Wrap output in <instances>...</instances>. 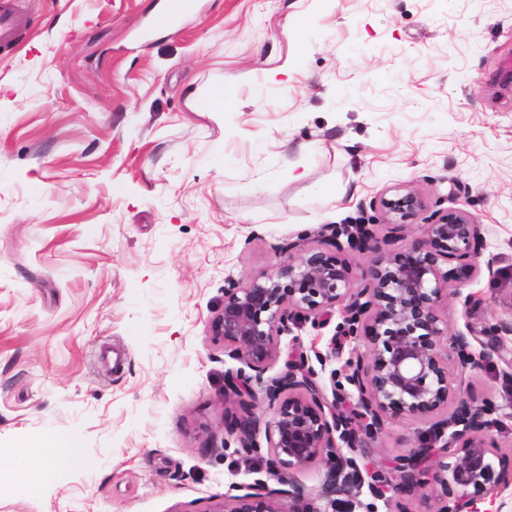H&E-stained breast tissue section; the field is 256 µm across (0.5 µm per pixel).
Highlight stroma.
<instances>
[{
    "mask_svg": "<svg viewBox=\"0 0 512 512\" xmlns=\"http://www.w3.org/2000/svg\"><path fill=\"white\" fill-rule=\"evenodd\" d=\"M20 0L0 47V448H78L39 483L0 464V512H221L266 478L224 445L238 363L210 332L228 280L274 274L284 239L348 224L410 185L485 228L496 276L449 299V331L512 318V0ZM228 85L234 101L205 102ZM337 316L282 337L343 365ZM127 355L115 371L107 348ZM504 363L452 365L492 400L495 470L512 467ZM422 423L358 452L387 470Z\"/></svg>",
    "mask_w": 512,
    "mask_h": 512,
    "instance_id": "1",
    "label": "stroma"
}]
</instances>
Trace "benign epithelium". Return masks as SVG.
<instances>
[{"mask_svg":"<svg viewBox=\"0 0 512 512\" xmlns=\"http://www.w3.org/2000/svg\"><path fill=\"white\" fill-rule=\"evenodd\" d=\"M372 214L352 224H325L310 237L299 235L276 247L281 256L275 273L224 288V305L211 322L213 339L224 343L241 367L225 374L224 387L238 398L242 414L225 422L236 453L250 460L266 441L265 480L233 484L220 512H322L298 503L316 495L336 512H378L375 501L386 499L387 487L411 493L429 485L440 487L444 505L438 512H478L469 489L499 494L512 486V471H495L497 426L495 406L477 401L455 388L451 362L462 367L495 360L511 371L503 355V337L512 335V321L492 325L488 340L474 351L472 334H448L444 309L448 296L467 307L473 296L460 287L486 269L493 277L496 259L480 266L484 247L482 225L468 212L430 209L427 199L405 186L370 201ZM421 223L423 235L409 246L396 247L380 235L382 225ZM350 251L370 257L359 268L336 253ZM359 279L362 287H355ZM456 289L448 292V286ZM342 321L335 335L358 344L344 365L330 374L333 395L350 387L356 409L350 417L327 400L312 361L325 367L328 356L317 349L285 363V371L265 377L280 357V337L306 324L316 325L333 310ZM272 409L264 420L251 412L257 394ZM430 424L409 454L396 458L389 472H363L357 452L395 419ZM322 462L321 488L307 492L294 481L297 472ZM368 488L372 501L359 499Z\"/></svg>","mask_w":512,"mask_h":512,"instance_id":"1","label":"benign epithelium"}]
</instances>
